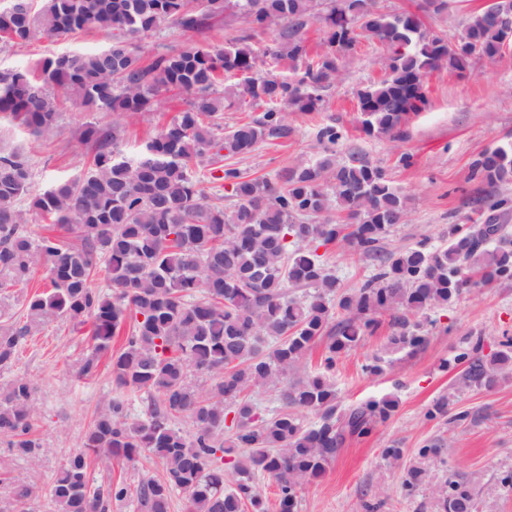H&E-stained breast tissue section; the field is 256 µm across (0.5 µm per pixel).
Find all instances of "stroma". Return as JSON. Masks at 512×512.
I'll use <instances>...</instances> for the list:
<instances>
[{
  "mask_svg": "<svg viewBox=\"0 0 512 512\" xmlns=\"http://www.w3.org/2000/svg\"><path fill=\"white\" fill-rule=\"evenodd\" d=\"M251 35L240 20H216L205 34L185 33L175 26L162 27L150 38V52L166 54L187 45H224ZM262 47L267 35H251ZM112 33L96 29L70 40L36 36L30 43L0 49V65L28 66L37 59L73 48L95 51L105 48ZM383 52L372 42H363L348 61L345 71L329 87L320 112H294L288 117V138L262 144L241 159L239 165L255 176L275 177L282 169L314 159L321 150L315 134L319 124L332 123L344 130L341 156L356 151L370 162L385 167L397 187L411 199L406 223L398 225L385 247L396 251L420 240L442 242L452 224L479 222L481 214L466 205L467 196L477 194L478 183L470 179V163L482 151L512 143V48L495 61L484 63L476 73L461 77L442 69L425 80L428 104L403 125L404 137L394 142L370 137L358 128L359 114L354 92L378 80ZM185 102L171 96L164 111L144 112L125 119L119 145L134 154L148 137L156 134ZM111 125L108 112H91L68 106L61 118L62 134L43 144L8 118H0V145L23 149L32 168L34 190L56 179L80 176L88 162L81 141L86 122ZM412 157L410 166L398 161L399 153ZM434 326L427 346L414 354L388 352V324L336 362L338 411L370 399L392 398L398 403L386 423L362 439H350L317 479L298 491L299 512H443L437 490L449 475L470 480L477 489V512H512V487L502 484L512 474V378L492 391L465 387L461 371L441 369L451 359L464 337L481 338L484 353L498 350L504 337H512V287L466 289L455 305L429 311ZM87 348V334L66 319H57L34 329L23 340L11 370L0 371V380L11 373L26 375L35 386L37 417L35 434L41 443V463L32 469L25 461L8 458L0 449L14 477L30 483L37 495V512H53L46 495L63 461L80 450L83 434L99 402L114 392L108 365H100L96 377H79L78 361ZM381 357L382 371L364 373L363 365ZM449 395L452 412L467 411L462 424L426 419L432 401ZM442 438L447 446L426 463L428 479L415 495H407V469L417 459V450ZM402 448L403 457L386 460L383 449ZM161 466L152 458L129 463L99 457L91 463L95 483L111 478L136 482L139 475L159 474Z\"/></svg>",
  "mask_w": 512,
  "mask_h": 512,
  "instance_id": "35a3bbf8",
  "label": "stroma"
}]
</instances>
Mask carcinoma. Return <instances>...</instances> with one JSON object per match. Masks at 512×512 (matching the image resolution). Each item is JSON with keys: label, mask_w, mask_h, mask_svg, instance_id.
Listing matches in <instances>:
<instances>
[{"label": "carcinoma", "mask_w": 512, "mask_h": 512, "mask_svg": "<svg viewBox=\"0 0 512 512\" xmlns=\"http://www.w3.org/2000/svg\"><path fill=\"white\" fill-rule=\"evenodd\" d=\"M0 5V39L27 43L41 34L67 37L112 30L104 49L70 50L28 67L0 65V115L17 121L44 143L60 134L62 103L71 101L118 117L159 110L166 94L189 96L158 134L133 157L117 149L119 123L88 122L82 140L94 150L80 176L33 192L28 159L0 148V294L25 286L36 274L49 281L42 293L22 296L26 323L0 312V370L16 359L34 325L65 318L91 327L92 346L79 374L98 372L109 356L115 389L140 396L134 417L120 394L105 398L86 429L82 450L56 471L49 498L56 512H110L112 502L136 501L142 512H170L173 495L187 512H269L256 477L276 481L279 512H298L299 488L318 477L347 438L370 434L388 421L393 399L369 400L336 414V359L358 345L387 314L392 351L416 353L429 331L417 316L452 304L474 283L512 284V233L502 223L512 196L478 199L485 219L448 225V247L424 242L393 252L384 241L405 222L410 198L384 168L357 153L337 156L342 139L334 124L318 128L322 146L312 161L274 178L252 177L224 159L252 153L288 137V114L317 112L323 92L345 68L361 40L385 50L384 75L356 92L361 130L369 137H402V124L427 105L425 77L446 68L460 76L490 62L512 44V0L468 14L457 36H436L424 16L448 9V0H424L421 12L389 13L378 0H21ZM243 19L268 33L262 51L249 37L224 46H192L146 59L145 40L172 23L199 34L217 18ZM324 29L313 47L311 22ZM284 64L295 73L262 70ZM250 103L259 116L224 130V110ZM472 176L495 188L512 185V145L480 153ZM210 178L233 199L225 208L210 199ZM57 224L60 235L28 230L29 210ZM341 240L373 262L374 272L350 293L319 250ZM104 273L109 291L94 286ZM128 330L114 351V338ZM326 340L323 369L298 379L292 370L319 340ZM481 339L457 349L463 384L487 391L512 374V341L486 358ZM272 386L281 409L258 419L246 397ZM34 388L24 376L0 386V437L9 451L36 465ZM448 397L434 400L429 420L462 422L448 415ZM319 420L307 425L300 412ZM191 423L189 431L180 421ZM231 431H226V424ZM444 446L418 449L420 462L404 482L413 494L425 483L423 462ZM237 453L231 485L224 454ZM158 458L163 474L97 485L89 457L135 462ZM0 512H35L33 491L13 486ZM445 512H475L470 485L448 478L440 490Z\"/></svg>", "instance_id": "carcinoma-1"}]
</instances>
